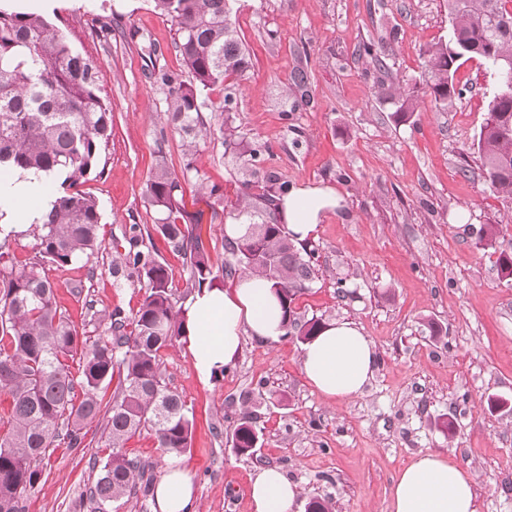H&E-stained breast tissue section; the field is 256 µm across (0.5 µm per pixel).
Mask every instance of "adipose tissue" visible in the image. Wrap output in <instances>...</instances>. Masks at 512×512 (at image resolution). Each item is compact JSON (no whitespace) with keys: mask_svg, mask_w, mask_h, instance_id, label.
Masks as SVG:
<instances>
[{"mask_svg":"<svg viewBox=\"0 0 512 512\" xmlns=\"http://www.w3.org/2000/svg\"><path fill=\"white\" fill-rule=\"evenodd\" d=\"M60 179L53 173L0 169V238L27 232L39 223L55 197ZM343 205L342 195L327 186L292 188L279 205L297 239L310 237L318 224ZM283 309L270 282L244 274L233 290L205 288L187 304L186 334L197 371L203 377L233 366L244 337L272 341L281 336ZM306 379L329 399L360 395L376 364L371 340L350 321L327 324L301 352ZM475 477L452 460L422 454L405 465L391 492L390 512H475ZM300 495L275 467L260 469L251 482L252 512H292ZM156 512H193V484L178 461L167 464L154 490Z\"/></svg>","mask_w":512,"mask_h":512,"instance_id":"adipose-tissue-1","label":"adipose tissue"}]
</instances>
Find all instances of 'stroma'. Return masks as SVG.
Instances as JSON below:
<instances>
[{
  "instance_id": "1",
  "label": "stroma",
  "mask_w": 512,
  "mask_h": 512,
  "mask_svg": "<svg viewBox=\"0 0 512 512\" xmlns=\"http://www.w3.org/2000/svg\"><path fill=\"white\" fill-rule=\"evenodd\" d=\"M229 17L249 51L244 76L199 89L209 107L235 96L232 123L247 141L269 146V168L291 185H327L344 198L308 242L318 261L295 301L301 320H350L374 344L378 363L364 392L328 400L300 370L295 337H245L234 370L203 378L187 341L161 350L167 387L193 416L183 462L195 482V512H252L258 469L279 468L301 494L332 512H389L400 470L425 453L449 457L476 476V512H512V280L496 268L512 253V200L488 190L474 146L496 77L474 58L457 70L461 99L436 109L422 85L425 50L447 40L446 0H229ZM74 49L99 67L100 95L112 111L102 175L81 189L101 212V250L89 260L48 268L59 312L98 340L107 326L93 311L131 315L145 290L113 274L131 225L158 215L145 197L157 162L182 174L181 136L162 130L167 89L155 76L184 73L176 28L154 0H53L48 11ZM388 49L378 71L358 48ZM307 75L304 88L294 71ZM416 91L414 113L398 119L401 93ZM198 176L183 184L186 209L218 212L202 234L214 266L230 261L224 227L240 223L238 196L258 195L221 133L201 143ZM220 186V201L199 196V182ZM83 280L82 294L72 281ZM263 388L255 411L262 431L255 456L236 455L230 432L247 392ZM222 424L215 434L213 424ZM105 417L86 424L81 447L55 443L38 468L23 512H89L81 493L112 453ZM127 457L153 479L166 456L153 431L125 444Z\"/></svg>"
}]
</instances>
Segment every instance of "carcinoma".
Instances as JSON below:
<instances>
[{
    "mask_svg": "<svg viewBox=\"0 0 512 512\" xmlns=\"http://www.w3.org/2000/svg\"><path fill=\"white\" fill-rule=\"evenodd\" d=\"M512 0H448L450 34L425 50V88L435 107L445 109L463 97L454 83L459 52L496 67L512 57ZM160 15L176 26L179 53L194 85L163 72L168 87L165 124L183 138L188 156L211 135L204 103L194 86L224 83L242 75L250 54L235 37L227 0H154ZM360 53L380 69L387 67L384 46L371 40ZM511 96L494 95L480 127L476 148L484 181L493 194L512 199ZM226 149L244 158L263 193L253 205L241 200L249 217L245 233L227 245L235 271L273 282L284 309L285 335L302 342L323 327L318 319L302 322L293 304L309 286L315 249L295 238L282 224L274 203L290 191L288 181L266 167L269 148L244 140L225 119L220 125ZM112 132V112L98 95V68L75 51L63 30L45 15L0 6V166L58 171L62 193L31 233L37 241L32 261L0 267V394L9 396L11 428L0 436V512H22L21 500L39 483L33 463L57 440L82 445L83 423L101 412L99 390L118 378V394L108 413V442L116 449L90 488V512H112V505L131 493L144 468L118 452L143 428H150L162 455L181 456L190 447L192 419L182 397L168 389L160 372V350L186 337V310L171 300L168 267L151 251L140 250L142 229L131 227L130 248L123 263L127 276L146 288L143 303L131 317L109 314L108 337L92 343L58 311L55 285L46 267L69 266L102 247L97 201L80 190L88 178L101 175L102 147ZM146 199L159 215L153 230L170 247L188 256L187 285L200 290L217 278L201 233L203 212L185 208L181 179L158 163L146 183ZM79 358V375L69 360ZM81 393H76V390ZM261 430L243 414L232 430V447L250 455Z\"/></svg>",
    "mask_w": 512,
    "mask_h": 512,
    "instance_id": "cac0c4a2",
    "label": "carcinoma"
}]
</instances>
